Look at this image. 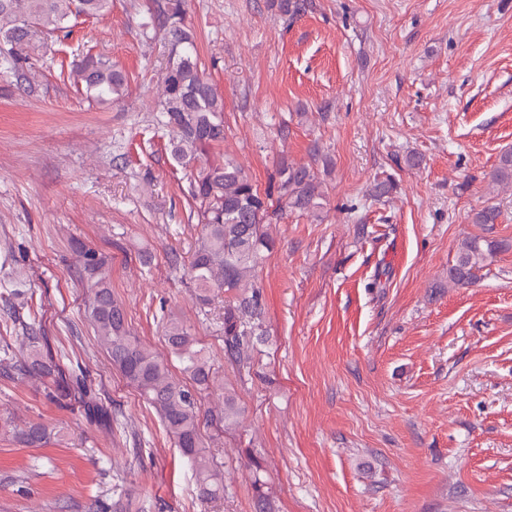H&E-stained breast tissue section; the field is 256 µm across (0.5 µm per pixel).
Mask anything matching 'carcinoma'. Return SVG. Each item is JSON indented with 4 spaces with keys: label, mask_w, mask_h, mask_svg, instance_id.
Listing matches in <instances>:
<instances>
[{
    "label": "carcinoma",
    "mask_w": 512,
    "mask_h": 512,
    "mask_svg": "<svg viewBox=\"0 0 512 512\" xmlns=\"http://www.w3.org/2000/svg\"><path fill=\"white\" fill-rule=\"evenodd\" d=\"M278 12L292 20L306 9L305 0H273ZM110 0H0V68L18 75L34 66L52 46L48 40L72 31L71 20L105 14ZM185 0H154L153 22L165 31L169 60L159 100L160 121L168 128V149L173 161L189 172L187 196L201 234L196 240L188 270L196 299L205 307L222 292L224 300V356L239 366L250 363L254 340L263 336V308L257 268L263 252L273 244L265 226L285 211L322 218L323 181L303 163L282 160L273 190L261 193L237 162L214 152L224 142V96L201 68L196 42L185 25ZM77 94L99 104L121 98L128 89L124 69L104 55L87 54L70 69ZM494 190L512 188V150L503 151L489 174ZM494 205L477 210L475 224L499 223ZM503 247L485 237L464 240L455 263L448 268V282L472 283L476 271ZM77 273L85 285L84 311L100 347L150 409L159 417L173 447L177 448L203 500L224 497V475L204 445L203 429L221 433L240 425L242 410L235 389L220 381L190 329L179 318L167 316L165 343L181 365L186 381L175 378L168 361L148 349L130 331L121 301L112 293V278L105 258L82 243L76 247ZM16 290L0 293L6 319L20 333L25 348L14 357L12 344L0 345V372L37 381L59 406L83 404L91 413L108 417L88 388L84 375L45 348L41 323L15 305ZM218 396L211 410L202 412L196 394ZM48 427L34 424L19 435L22 443L36 446L51 439ZM252 487L259 512H275V504L262 479V463L249 458ZM133 501L126 492L112 496L107 512H131Z\"/></svg>",
    "instance_id": "cac0c4a2"
}]
</instances>
